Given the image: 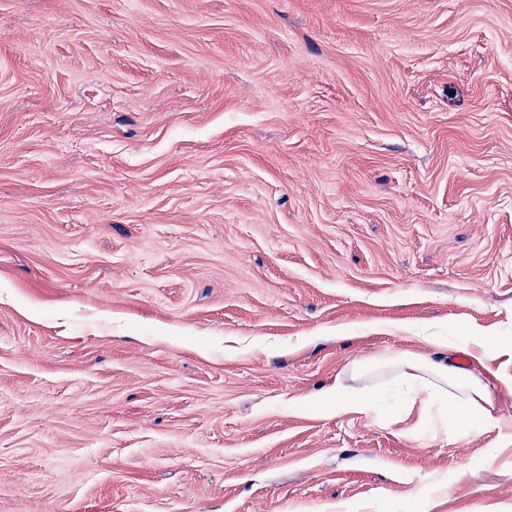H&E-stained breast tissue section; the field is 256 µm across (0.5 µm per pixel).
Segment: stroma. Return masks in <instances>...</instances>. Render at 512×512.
I'll use <instances>...</instances> for the list:
<instances>
[{
	"label": "stroma",
	"mask_w": 512,
	"mask_h": 512,
	"mask_svg": "<svg viewBox=\"0 0 512 512\" xmlns=\"http://www.w3.org/2000/svg\"><path fill=\"white\" fill-rule=\"evenodd\" d=\"M427 323L512 346V0H0V512H512V357L321 401ZM349 379L372 375L388 377L394 391L402 395V408L408 416L419 409L420 416L437 414L451 421L453 430L464 436L479 421L497 426L500 419L491 411L487 386L471 373L446 361H435L408 350L386 352L371 364L356 362ZM364 390L352 389L345 380L336 381L331 391L332 399L325 405L336 412V415L347 413L366 414L373 410L372 394Z\"/></svg>",
	"instance_id": "35a3bbf8"
}]
</instances>
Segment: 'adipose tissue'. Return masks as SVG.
<instances>
[{
  "label": "adipose tissue",
  "mask_w": 512,
  "mask_h": 512,
  "mask_svg": "<svg viewBox=\"0 0 512 512\" xmlns=\"http://www.w3.org/2000/svg\"><path fill=\"white\" fill-rule=\"evenodd\" d=\"M372 375L388 378L402 396L405 413L448 418L454 431L469 434L474 423L497 426L489 391L483 381L446 361H435L408 350L385 353L373 363H354L349 380H337L328 403L336 414H365L373 409L371 394L352 389L350 380Z\"/></svg>",
  "instance_id": "adipose-tissue-1"
}]
</instances>
